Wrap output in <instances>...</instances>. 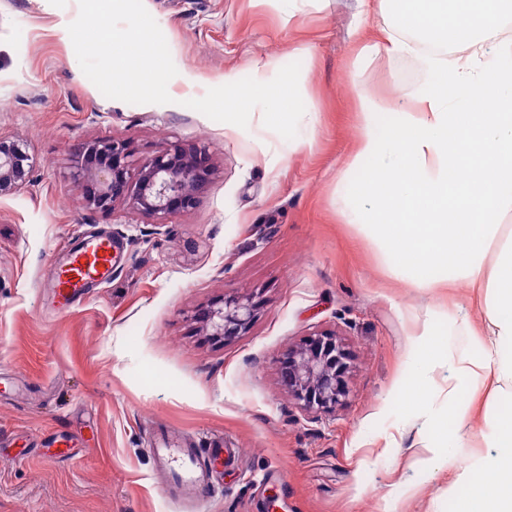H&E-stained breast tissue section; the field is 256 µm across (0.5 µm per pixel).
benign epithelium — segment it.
<instances>
[{
    "label": "benign epithelium",
    "mask_w": 512,
    "mask_h": 512,
    "mask_svg": "<svg viewBox=\"0 0 512 512\" xmlns=\"http://www.w3.org/2000/svg\"><path fill=\"white\" fill-rule=\"evenodd\" d=\"M33 159L23 144L0 137V194L27 184ZM73 176L86 207L103 213L124 202L159 220L192 210L213 175L209 156L198 146L172 145L132 171L131 152L121 140H85L72 152ZM258 303L251 296H223L199 310L205 335L228 341L246 333ZM348 355L335 335L318 332L279 360L283 387L307 412L327 410L348 396Z\"/></svg>",
    "instance_id": "obj_1"
}]
</instances>
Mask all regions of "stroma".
Segmentation results:
<instances>
[{
    "label": "stroma",
    "mask_w": 512,
    "mask_h": 512,
    "mask_svg": "<svg viewBox=\"0 0 512 512\" xmlns=\"http://www.w3.org/2000/svg\"><path fill=\"white\" fill-rule=\"evenodd\" d=\"M99 24L152 22L147 68L166 87L120 90L111 54L75 58L64 27L95 31L86 0H0V136L22 141L27 185L0 195V512H180L152 454L153 436L183 448L235 449L220 491L198 512H456L468 461L492 456L482 413L463 447L432 456L429 427L448 367L434 372L430 406L401 391L415 378L424 321L448 328V309L485 313L468 285L417 288L394 277L376 242L336 211L371 170L347 165L361 100L381 101L385 135L426 80L415 56L363 60L390 0H123ZM246 86L294 81L300 115L273 123L261 105L224 107V77ZM129 142L134 162L164 147H205L211 183L197 206L156 223L116 204H82L71 154L92 139ZM122 248L111 280L68 309L52 264L91 237ZM257 293L247 332L216 342L194 320L222 296ZM315 331L346 349L347 400L309 413L280 383L278 361ZM66 454H59V447Z\"/></svg>",
    "instance_id": "stroma-1"
}]
</instances>
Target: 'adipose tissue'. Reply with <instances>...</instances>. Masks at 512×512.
Segmentation results:
<instances>
[{
    "mask_svg": "<svg viewBox=\"0 0 512 512\" xmlns=\"http://www.w3.org/2000/svg\"><path fill=\"white\" fill-rule=\"evenodd\" d=\"M510 24L512 0H396L382 48L421 55L427 80L408 93L419 108L378 137L370 123L377 105L365 103L351 162L368 156L379 166L337 202L346 223L376 235L396 277L420 288L463 282L479 291L482 328L463 310L448 316L449 332L471 336L472 347L453 351L428 327L419 335L422 367L448 363L447 410L432 425L435 447L465 439L472 403L461 399L463 386L492 384L485 420L496 453L464 470L462 512H512V230L502 222L512 212V41L501 37ZM68 39L78 57L111 51L113 67L138 89L148 25ZM225 84L230 107L249 99L283 122L298 115L288 82L258 81L245 90L230 78Z\"/></svg>",
    "mask_w": 512,
    "mask_h": 512,
    "instance_id": "obj_1",
    "label": "adipose tissue"
}]
</instances>
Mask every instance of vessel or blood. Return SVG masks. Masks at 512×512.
<instances>
[{
  "mask_svg": "<svg viewBox=\"0 0 512 512\" xmlns=\"http://www.w3.org/2000/svg\"><path fill=\"white\" fill-rule=\"evenodd\" d=\"M116 245L109 234H101L74 251L68 262L54 273L55 295L61 306L77 301L86 289L102 282L112 272ZM156 463L170 475L171 489L188 504H195L211 487L213 473L224 460L222 447L176 448L168 437L154 438Z\"/></svg>",
  "mask_w": 512,
  "mask_h": 512,
  "instance_id": "vessel-or-blood-1",
  "label": "vessel or blood"
}]
</instances>
